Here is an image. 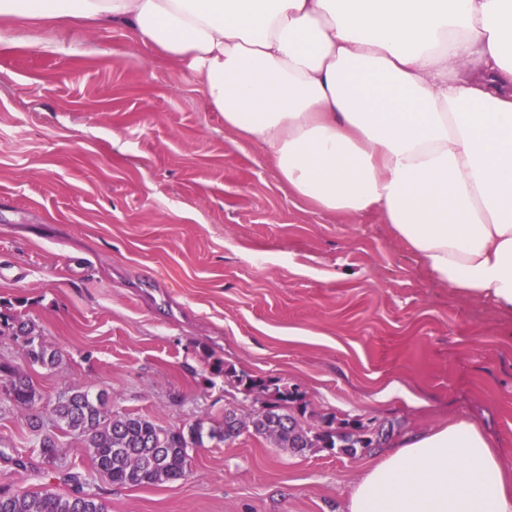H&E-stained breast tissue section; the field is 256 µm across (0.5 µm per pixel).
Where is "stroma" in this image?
Returning a JSON list of instances; mask_svg holds the SVG:
<instances>
[{
  "instance_id": "stroma-1",
  "label": "stroma",
  "mask_w": 512,
  "mask_h": 512,
  "mask_svg": "<svg viewBox=\"0 0 512 512\" xmlns=\"http://www.w3.org/2000/svg\"><path fill=\"white\" fill-rule=\"evenodd\" d=\"M0 309L60 354L32 366L0 334V363L27 371L43 413L78 389L167 429L259 409L211 357L398 437L471 420L512 472V315L438 283L378 213L295 200L188 71L120 28L0 42ZM56 437L45 463L1 395L0 486L66 494L75 472L109 512H345L383 454L246 433L189 449L180 480L120 486Z\"/></svg>"
}]
</instances>
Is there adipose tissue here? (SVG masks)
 I'll use <instances>...</instances> for the list:
<instances>
[{"instance_id": "obj_1", "label": "adipose tissue", "mask_w": 512, "mask_h": 512, "mask_svg": "<svg viewBox=\"0 0 512 512\" xmlns=\"http://www.w3.org/2000/svg\"><path fill=\"white\" fill-rule=\"evenodd\" d=\"M27 27L126 30L319 211L382 216L439 283L512 314V0H0ZM347 512H512L495 442L395 440Z\"/></svg>"}]
</instances>
